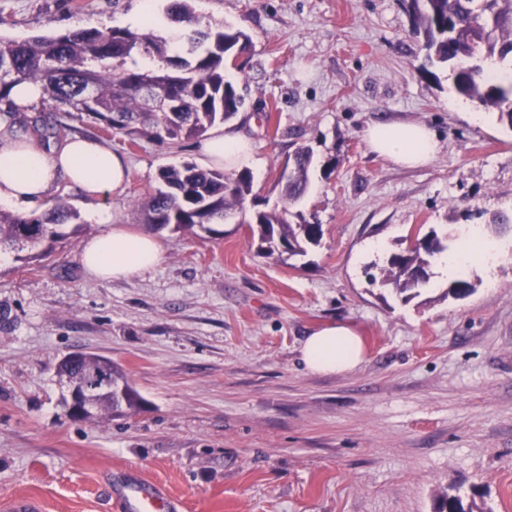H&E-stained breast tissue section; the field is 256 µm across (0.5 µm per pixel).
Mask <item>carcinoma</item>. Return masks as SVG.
Instances as JSON below:
<instances>
[{
	"mask_svg": "<svg viewBox=\"0 0 512 512\" xmlns=\"http://www.w3.org/2000/svg\"><path fill=\"white\" fill-rule=\"evenodd\" d=\"M408 4L414 34L424 38L428 64L448 69L458 96L495 109L499 121L512 128V80L504 83L489 74L492 65L512 67V0H408ZM168 14L190 25L180 53L151 29L102 27L22 41L0 38V112L15 116L10 90L31 82L42 87V107L39 115L20 121V128L40 138L66 135L68 127L48 117L61 110L122 133L133 146L141 140L176 145L233 121L245 97L226 78L225 68L248 50L249 35L231 25L211 24L195 14L192 0H171ZM143 59L153 64H140ZM157 90L164 93L166 107L152 111L149 97ZM314 164L312 148L295 152L293 171L278 179L285 202L280 209L246 210L253 195L250 171L228 174L190 161L159 169L158 187L136 200L135 206L152 230L203 232L213 239L220 235L213 225L237 210L241 223L256 225L250 232L258 234V254L279 260L304 256L320 244L322 225L292 223L289 207L306 195ZM83 228L79 213L62 199L28 216L0 209V251H25L42 259L55 244ZM445 249L434 232L415 239L405 252L389 257L381 284L399 294L418 295L429 281L427 269ZM95 370L121 392L91 390L88 400L97 411L88 420L126 417L140 410L142 397L123 370L106 357L90 353L79 362L64 359L56 374L62 378L80 371L87 377ZM437 512L484 509L473 500L466 504L447 493L438 499Z\"/></svg>",
	"mask_w": 512,
	"mask_h": 512,
	"instance_id": "obj_1",
	"label": "carcinoma"
}]
</instances>
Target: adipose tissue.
Returning a JSON list of instances; mask_svg holds the SVG:
<instances>
[{
	"instance_id": "1",
	"label": "adipose tissue",
	"mask_w": 512,
	"mask_h": 512,
	"mask_svg": "<svg viewBox=\"0 0 512 512\" xmlns=\"http://www.w3.org/2000/svg\"><path fill=\"white\" fill-rule=\"evenodd\" d=\"M368 147L400 166L430 163L439 151L435 133L426 125L399 120L368 124ZM212 164L237 167L250 159L244 135L213 133L202 145ZM130 175L126 158L97 140L70 136L52 148L23 134L10 116H0V204L22 208L45 199L58 180H66L86 196L107 199ZM164 258V247L151 232H131L122 227L89 240L81 252L84 268L101 280L127 279L145 272ZM495 260L492 244L470 234L441 256L437 266L443 276L456 278L472 266L490 267ZM301 360L314 373H344L364 360L362 339L344 322H330L305 341Z\"/></svg>"
}]
</instances>
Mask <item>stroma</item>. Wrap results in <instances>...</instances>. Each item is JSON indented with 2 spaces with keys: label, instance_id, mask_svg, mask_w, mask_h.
<instances>
[{
  "label": "stroma",
  "instance_id": "stroma-1",
  "mask_svg": "<svg viewBox=\"0 0 512 512\" xmlns=\"http://www.w3.org/2000/svg\"><path fill=\"white\" fill-rule=\"evenodd\" d=\"M139 0H0V37L124 27ZM196 13L244 30L251 46L226 76L247 87L231 131L246 134L254 191L281 202L279 171L302 145L318 162L291 211L322 225L320 245L282 262L258 255L248 225L217 239L159 232L163 262L102 281L83 267L92 213L143 230L132 201L160 168L209 162L179 145L104 133L61 114L70 134L125 155L129 180L107 201L59 182L82 234L41 262L0 261V503L38 498L44 512H121L115 488L138 477L182 512H435L460 494L512 512V130L491 108H451L444 69L429 75L407 0H194ZM418 122L441 149L428 166L393 165L363 129ZM336 160L331 175L320 163ZM490 235L500 257L471 269L468 296L437 267L418 296L370 283L415 233L453 245L460 228ZM351 325L354 370L307 371L306 336ZM112 359L144 400L137 414L67 417L55 375L66 354Z\"/></svg>",
  "mask_w": 512,
  "mask_h": 512
}]
</instances>
